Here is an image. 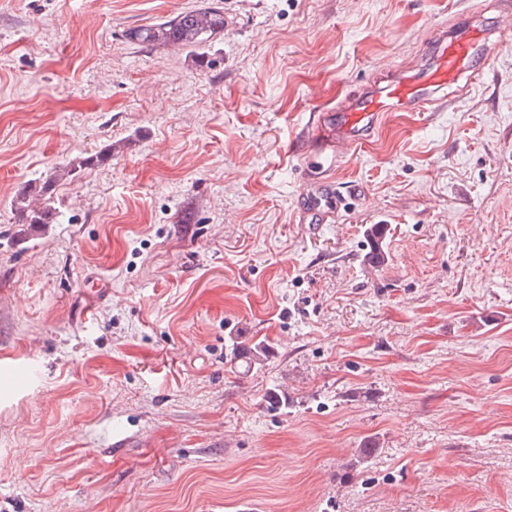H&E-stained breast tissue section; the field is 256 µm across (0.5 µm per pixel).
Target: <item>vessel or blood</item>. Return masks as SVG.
Listing matches in <instances>:
<instances>
[{"label":"vessel or blood","mask_w":512,"mask_h":512,"mask_svg":"<svg viewBox=\"0 0 512 512\" xmlns=\"http://www.w3.org/2000/svg\"><path fill=\"white\" fill-rule=\"evenodd\" d=\"M487 39L473 25L441 30L425 67L410 74L395 72L363 92L344 94L334 106L313 115L306 136L290 145V152L332 163L359 150L383 113L428 112L446 98L448 90L461 96L479 87L494 62ZM346 205L344 190L328 178L317 180L315 191L298 196L299 211L311 224L328 223Z\"/></svg>","instance_id":"obj_1"}]
</instances>
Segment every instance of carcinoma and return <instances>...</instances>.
<instances>
[{"instance_id": "obj_1", "label": "carcinoma", "mask_w": 512, "mask_h": 512, "mask_svg": "<svg viewBox=\"0 0 512 512\" xmlns=\"http://www.w3.org/2000/svg\"><path fill=\"white\" fill-rule=\"evenodd\" d=\"M224 31V12L217 6H205L181 12L159 23L132 29L129 37L142 44L167 46H199ZM50 205H38L25 211L24 223L46 224L51 215ZM371 251L368 261L376 263L384 254L385 227L375 224L370 229ZM272 351L268 344L258 342L248 348L232 343L230 360H245L247 365H260Z\"/></svg>"}]
</instances>
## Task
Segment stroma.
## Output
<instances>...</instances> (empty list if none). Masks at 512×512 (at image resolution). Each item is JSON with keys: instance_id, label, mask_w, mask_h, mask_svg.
Returning <instances> with one entry per match:
<instances>
[{"instance_id": "obj_1", "label": "stroma", "mask_w": 512, "mask_h": 512, "mask_svg": "<svg viewBox=\"0 0 512 512\" xmlns=\"http://www.w3.org/2000/svg\"><path fill=\"white\" fill-rule=\"evenodd\" d=\"M211 2L212 42L127 37ZM468 15L505 31L495 0H0V363L34 370L0 377V512H512V32L331 170L332 223L288 151ZM314 192L302 191L298 196L299 212L306 217L308 224H327L335 213L349 203L345 190L331 179L316 178ZM38 193V196L44 197L45 206L43 203H39L36 207H31L30 210L23 209L25 215L23 217L24 223L26 224H45L48 223L49 216L51 215L52 208L48 205V201L52 198L51 187L49 184H44ZM272 351V347L268 344L258 342L250 346L249 348H241L238 343L232 342V348L230 351V361L237 360L241 361V357H245L247 366L262 365L267 360L268 356Z\"/></svg>"}]
</instances>
